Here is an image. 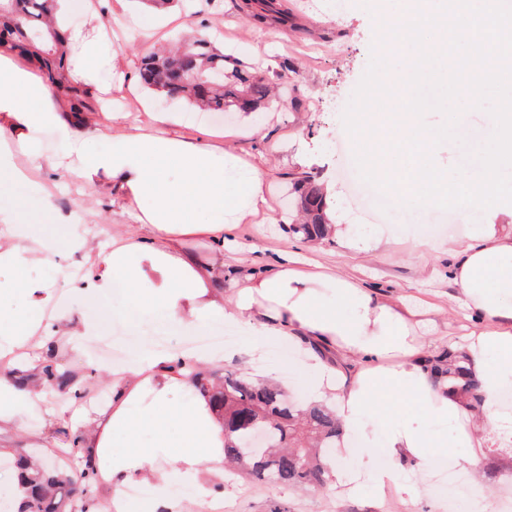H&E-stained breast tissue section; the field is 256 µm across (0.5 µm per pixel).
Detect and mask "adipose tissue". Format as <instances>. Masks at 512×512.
<instances>
[{
  "mask_svg": "<svg viewBox=\"0 0 512 512\" xmlns=\"http://www.w3.org/2000/svg\"><path fill=\"white\" fill-rule=\"evenodd\" d=\"M102 63L98 37L72 32V77L91 80ZM125 118L97 113V132L111 136V151L73 139L66 169L92 189L120 185L133 223L74 224L58 241L55 225L43 221L54 212L52 198L29 177L44 160L29 133L65 120L48 104L44 84L0 49V270L7 272L0 277V357L49 343L78 352L93 326L57 300L56 288L74 292L84 284L108 294L120 284L150 322L242 326L257 357L275 342L308 345L300 371L307 399L334 406L343 438L385 450L379 464L367 458L355 469L333 466L348 493L390 486L408 504L415 488L403 479L407 470L429 471L444 456L478 469L485 425L512 424L501 409L512 385V223L472 224L464 242L448 243L457 298L479 322L463 347L483 395L474 411L447 379L424 369L417 312L404 297L380 298L355 276L319 263L301 270L292 253L269 269L239 265L225 276L224 248L236 244L239 226L271 211L270 169L225 145L224 132L204 129L190 141L165 113L153 115L166 128L162 135L125 127ZM34 196L42 201L38 215L23 209ZM195 238L209 240L208 253L190 249ZM75 254L83 259L79 275L68 262ZM33 267L48 268L50 277L19 281ZM224 359L219 351L154 348L113 372L111 402L75 424L81 454L96 468L87 512H205L215 503L214 485L224 479V414L194 383ZM41 367L34 355L22 386L0 376V436L19 433L24 412L45 401ZM144 428L154 431L146 444ZM133 483L149 486L150 495L128 497ZM171 486L180 487L178 496L167 495Z\"/></svg>",
  "mask_w": 512,
  "mask_h": 512,
  "instance_id": "obj_1",
  "label": "adipose tissue"
}]
</instances>
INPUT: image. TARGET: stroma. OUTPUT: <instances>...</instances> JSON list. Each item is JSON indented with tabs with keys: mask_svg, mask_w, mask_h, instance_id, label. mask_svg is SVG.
<instances>
[{
	"mask_svg": "<svg viewBox=\"0 0 512 512\" xmlns=\"http://www.w3.org/2000/svg\"><path fill=\"white\" fill-rule=\"evenodd\" d=\"M93 11L67 13L69 27H87L98 22L104 28L101 39L104 66L93 88L99 103L130 112L144 130H151L148 112H167L187 136L210 127L237 132L238 154L252 161H265L274 171L269 195L278 224H244L238 230L241 242L251 245L246 262L261 267L273 262L284 250H295L301 261L318 260L337 265L342 272H357L363 284L383 297L406 296L417 308L424 325L420 333L429 344V356L448 346L461 344L473 329L474 319L451 307L454 286L448 278L451 258L448 241L462 238L468 224H505L507 215L485 211L429 208L421 223L434 240L432 249L415 254L393 244L368 256L351 257L336 238L309 245L289 232L285 217L294 215L291 178L302 173L335 185L336 210L349 223L366 224L393 237L407 234L393 216L381 215L374 202L360 196L355 187L361 181L353 148H342L348 133L343 113L364 74L374 38V24L401 9L402 0H190L157 14V30H142L136 23L144 8L139 0H125L116 9L114 0H89ZM186 16L188 28L209 32L227 55L238 58L256 75L277 83L287 92L285 103L264 109L265 122L256 136H248L240 112L223 113L221 120L194 110L188 103L163 99L159 93L143 90L141 99L118 96L116 87H134L144 54L169 46L182 36L177 16ZM457 140L441 145L435 153L438 167L464 166L493 133L489 113L466 108L460 118ZM34 137L47 158L36 180L52 190L56 208L72 224H119L123 218L113 204L111 190H93L75 183L55 160L68 146L66 132L56 127L39 128ZM64 301L95 328L76 355L59 357V364L89 378L93 396L100 401L111 397L108 369H122L135 363L139 345H172L185 350L191 336L202 333L199 325L176 324L160 330L132 331L129 320L116 319L113 309L125 306V294L94 296L67 293ZM435 326H428V318ZM69 419L48 423L41 410L24 418L23 435L14 438L15 447H65ZM490 450L484 451L479 473L469 475L468 485L456 497H449L444 471L429 477V492L415 504L404 505L393 490L347 496L341 487L300 490L261 483L238 476L224 478L226 512H457L460 502L471 512H512V500L502 495L512 486V444L500 443L494 427H487Z\"/></svg>",
	"mask_w": 512,
	"mask_h": 512,
	"instance_id": "1",
	"label": "stroma"
}]
</instances>
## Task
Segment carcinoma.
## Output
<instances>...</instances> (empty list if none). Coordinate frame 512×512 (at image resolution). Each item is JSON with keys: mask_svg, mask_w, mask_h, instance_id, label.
Wrapping results in <instances>:
<instances>
[{"mask_svg": "<svg viewBox=\"0 0 512 512\" xmlns=\"http://www.w3.org/2000/svg\"><path fill=\"white\" fill-rule=\"evenodd\" d=\"M0 45L19 49L28 60L47 70L49 87L70 97V110L92 111L88 88L67 76L66 29L59 23L58 0H0ZM139 80L148 89L181 97L201 110L226 112L234 107L250 112L271 102L270 86L243 68L241 62L224 57L211 41L199 38L142 61ZM301 209L307 216L291 231L306 239L327 237L322 184L313 175L293 182ZM466 356L451 349L435 359H425V368L448 378L453 390L469 404L481 401L479 382L465 366ZM42 375L46 389L82 396L76 378L56 368L53 350L45 352ZM199 390L212 393L224 410L227 440L224 451L230 468H239L259 481L282 487H325L330 477L331 449L341 439V427L331 407L297 404L277 385L255 382L234 368H224V378L214 373L201 377ZM80 459L77 439L62 449L57 460L29 471L28 458L18 457L22 493L18 512H86L84 500L90 462Z\"/></svg>", "mask_w": 512, "mask_h": 512, "instance_id": "cac0c4a2", "label": "carcinoma"}]
</instances>
